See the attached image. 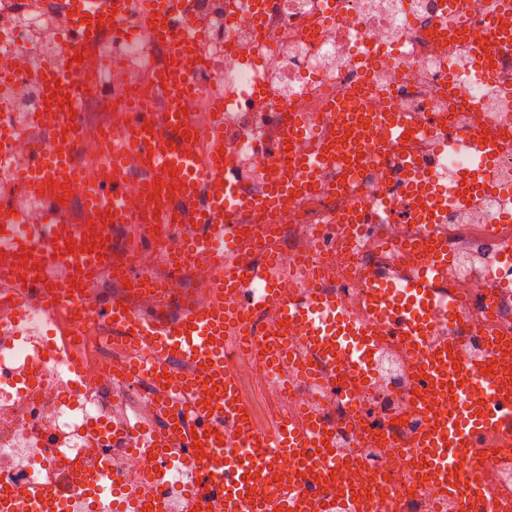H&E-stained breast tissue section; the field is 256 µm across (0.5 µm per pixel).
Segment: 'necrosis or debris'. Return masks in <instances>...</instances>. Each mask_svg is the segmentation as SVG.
I'll return each instance as SVG.
<instances>
[{"instance_id": "necrosis-or-debris-1", "label": "necrosis or debris", "mask_w": 512, "mask_h": 512, "mask_svg": "<svg viewBox=\"0 0 512 512\" xmlns=\"http://www.w3.org/2000/svg\"><path fill=\"white\" fill-rule=\"evenodd\" d=\"M443 7V0H268L263 34L242 21L228 39L224 0H198V26L209 42V60L190 70L199 92L186 110L199 131H207L201 115L213 111L216 97H223L224 139L252 177H259L266 164L264 156L253 152V138L271 142L279 135L268 113L303 116L313 135L331 138L323 120L331 101L369 79L380 92L366 99L367 108L380 111L392 104L384 92L394 87L403 120L425 125L389 147L387 170L370 169L336 188L289 201L273 230L276 249L288 264L289 292L306 286L300 258L312 256L323 286L336 290L348 313L360 317L365 292L358 268L390 259L383 243L413 232L415 205L411 196L399 198L392 223L381 227V242L369 234L351 243L347 234L325 223L326 214L389 199L390 178L400 175L408 157L429 164L432 192L459 189L470 141L481 133L496 146L491 184L475 203L449 211L448 244L456 246L469 236L512 239V222L501 220L503 214L512 215V198L497 190L498 184H512V148L499 145L503 137H512V103L465 72L459 76L461 96L450 95L457 51L450 35L437 26ZM37 37L55 39L36 17L0 25V55L30 57ZM127 46L125 68L112 73L114 95L93 102L105 119L84 128L79 143V165L89 179L100 176L97 159L104 138L120 133L123 112L131 104L159 98L158 76L166 56L145 33ZM496 286V277L487 273L449 276V289L470 301L464 319L473 332L481 331L484 300ZM12 317L25 323L42 320L46 333L0 336V489L22 499L49 486L66 498L81 494L75 466L91 467L117 448L125 451L119 486H145L140 451L113 438L110 429L118 390L112 374L126 358V338L113 335L105 322L78 326L65 306L43 318L0 306V322ZM228 360L241 388L263 384L264 412L299 421L310 411L327 423L343 424L341 441L358 456L347 472L352 484L369 494L391 484L403 495L406 512H447L419 477L418 459L409 447L417 407L441 412L434 399L415 394L401 380L351 396L338 394L330 379L320 385L297 379L285 388L266 378L254 356L238 353Z\"/></svg>"}]
</instances>
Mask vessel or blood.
Returning a JSON list of instances; mask_svg holds the SVG:
<instances>
[{"label": "vessel or blood", "mask_w": 512, "mask_h": 512, "mask_svg": "<svg viewBox=\"0 0 512 512\" xmlns=\"http://www.w3.org/2000/svg\"><path fill=\"white\" fill-rule=\"evenodd\" d=\"M55 2V19L64 32L56 46L58 62L38 75L45 107L25 115L45 139L31 145L26 162L12 169L7 181L41 209L29 214L0 203V295L44 315L70 298L81 323L110 322L114 335L127 337L133 347L130 360L117 366L115 381H150L166 429L148 424L132 429L123 422L112 429L113 436L128 438L147 456L155 495L137 487L116 489L117 469L105 461L89 474H77L84 489L80 502L52 488L41 500L52 501L57 512H171L177 502L182 512H211L215 506L220 512H405L404 499L394 490L370 497L347 485L339 495L311 496L312 487L348 463L335 433L318 415H309L302 426L282 418L263 431L244 419L246 403L225 356L238 347L257 351L284 384L293 336L323 364H346L348 390L378 383L379 355L392 343H403L412 357L411 384L418 392L435 393L444 406L440 414L423 417L416 431L415 446L435 492L452 512H511L499 505L500 495L482 470L491 465L504 474L512 471L511 443L486 447L490 435L512 432V371L486 377L489 356L501 346L487 335L480 349H473L461 327L466 304L447 287L453 265L442 231L447 198H432L418 208L419 231L391 243L399 262L362 268L367 302L359 318L320 285L285 292V264L276 251L260 247L285 200L335 168L353 173L357 155L385 154V146L366 138L368 129H383L387 144L409 134L397 112H364L348 102L326 115L333 140L306 137L296 126L285 137L306 139V148L272 155L265 143L255 142V152L269 155L272 168L263 174L262 192L253 195L226 150L223 113H214L203 135L182 111L194 95L186 76L201 54V35L187 33L196 0H143L138 12L132 0ZM224 7L230 17L243 14L254 26L263 23L265 0H224ZM133 24L167 52L170 65L159 78L165 96L161 105L129 108L121 145L105 151L104 176L88 180L76 162L79 107L105 94L103 63L88 50L104 36H123ZM490 27L494 39L476 45L469 66L480 80L496 76L499 52L512 45V8L493 12ZM470 157L469 184L485 185L491 156L481 141L473 142ZM425 167L418 159L404 160L407 191L420 190ZM77 193L96 216V230L64 223L66 204ZM243 211L257 214V222L237 223ZM390 216L389 205L371 204L328 221L356 235L388 223ZM123 224L133 225L134 236L118 248L110 233ZM170 224L190 225L191 234L162 264L173 276L204 264L207 301L167 287L142 265L145 250L155 248ZM104 272L113 282L141 285L151 293L139 303L123 295L85 300L82 288ZM270 305L280 311L278 326L256 329L254 319ZM285 324L294 327V335L282 332ZM198 439L205 451L190 457L184 480L173 483L159 474L174 449L193 447ZM276 462L292 469L290 486L276 482Z\"/></svg>", "instance_id": "vessel-or-blood-1"}]
</instances>
